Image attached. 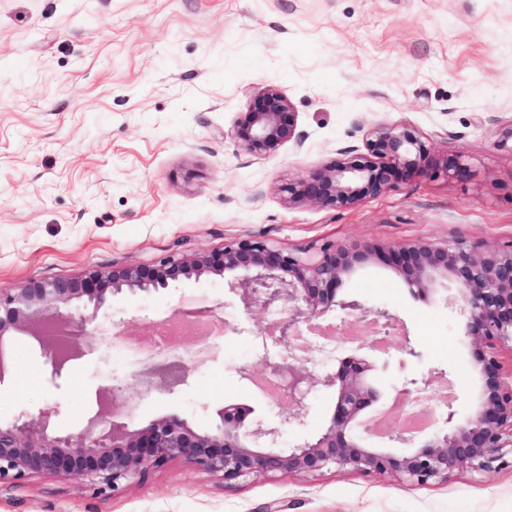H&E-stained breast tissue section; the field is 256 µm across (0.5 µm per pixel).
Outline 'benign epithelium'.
<instances>
[{
	"mask_svg": "<svg viewBox=\"0 0 512 512\" xmlns=\"http://www.w3.org/2000/svg\"><path fill=\"white\" fill-rule=\"evenodd\" d=\"M233 137L243 150L265 157L286 144L302 143L292 103L271 84L255 91ZM364 148L288 183L283 188L288 205L353 209L415 179L464 180L471 173L462 153L435 151L407 125L369 130ZM375 261L391 267L413 296L436 297L459 317L460 336L474 345L473 365L480 377L468 416H458L451 398L438 404L433 418L438 427L425 433L410 434L400 421L376 429L375 407L382 392L370 378L378 370V359L390 355L380 335L389 334L395 320L385 310L340 296L345 282ZM210 276L224 279V286L248 310L287 313L262 334V343L274 348L266 356L276 379L272 393L300 410L315 382L332 388L335 405L327 425L283 448L280 427L254 416L247 404L224 405L210 427L175 414L138 423L134 407L116 390L103 389L94 415L77 432L57 431L50 412L23 411L12 422L0 423V486L36 476L76 477L94 493H115L181 458L227 485L274 474L316 476L334 470L389 477L416 487L446 482L461 468L493 471L512 452V372L504 370L498 357L500 347L512 344V244L325 241L315 256L305 257L265 240L235 238L219 251L172 252L150 265H114L73 278L0 288V378L7 348L18 332L30 335L56 377L78 358L81 339L89 338L84 332L88 317L75 315L76 309L95 314L115 294L152 293ZM333 310L347 328L368 325L374 339L343 350L336 366L317 375L316 362L308 356L310 346L299 342L315 319ZM167 368L174 373L165 385L171 392L186 383L187 366L174 361ZM436 379L429 370L405 381L399 412L426 399Z\"/></svg>",
	"mask_w": 512,
	"mask_h": 512,
	"instance_id": "benign-epithelium-1",
	"label": "benign epithelium"
}]
</instances>
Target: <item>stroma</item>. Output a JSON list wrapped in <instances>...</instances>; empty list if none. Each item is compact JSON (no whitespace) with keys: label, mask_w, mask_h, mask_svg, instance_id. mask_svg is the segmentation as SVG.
Instances as JSON below:
<instances>
[{"label":"stroma","mask_w":512,"mask_h":512,"mask_svg":"<svg viewBox=\"0 0 512 512\" xmlns=\"http://www.w3.org/2000/svg\"><path fill=\"white\" fill-rule=\"evenodd\" d=\"M278 86L301 145L242 150L234 127L257 88ZM406 124L439 152L464 153L467 181L420 179L348 210L288 207L284 186L363 149L374 126ZM512 0H0V287L89 268L217 251L255 236L292 250L321 240L405 245L453 237L512 243ZM343 294L393 313L426 368L449 374L467 414L478 375L457 318L414 298L372 264ZM207 309L226 324L167 393L144 374L155 322ZM273 314L246 310L218 277L120 294L94 340L51 382L19 333L0 380V422L55 411L79 430L101 389L117 385L141 420L176 414L212 425L245 403L280 425L283 445L320 431L334 392L303 411L258 389L261 335ZM250 379H243L242 370ZM512 512V466L463 468L409 487L330 471L234 487L176 459L118 494L35 477L0 490V512Z\"/></svg>","instance_id":"1"}]
</instances>
